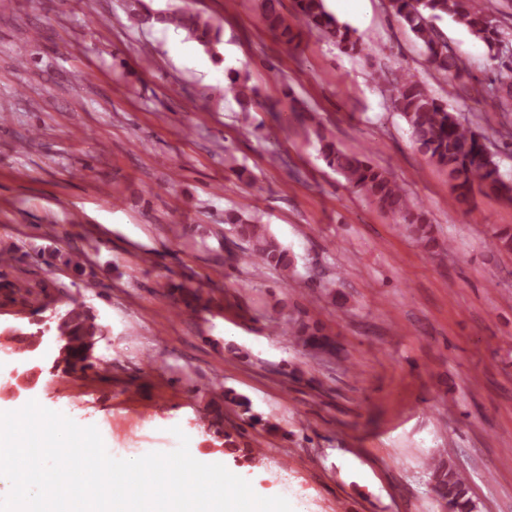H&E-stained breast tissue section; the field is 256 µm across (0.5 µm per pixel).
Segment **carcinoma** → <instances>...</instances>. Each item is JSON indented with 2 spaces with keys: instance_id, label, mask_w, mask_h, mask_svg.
<instances>
[{
  "instance_id": "obj_1",
  "label": "carcinoma",
  "mask_w": 512,
  "mask_h": 512,
  "mask_svg": "<svg viewBox=\"0 0 512 512\" xmlns=\"http://www.w3.org/2000/svg\"><path fill=\"white\" fill-rule=\"evenodd\" d=\"M389 6L421 42L427 63L448 81L450 93L456 82L468 73V67L450 49L436 21L449 17L483 41L493 52L492 58L501 61L502 65V69L494 73V78L485 84L486 96L492 107L503 112L512 111V104L501 99L496 87L498 82L502 84L512 80V40L500 28L487 3L475 0H389ZM261 14L268 31L286 46L299 44L305 30L319 32L349 50L359 46V39L353 31L327 11L324 0H292V8L287 14L283 12L282 0H261ZM138 20L142 23L153 20L167 23L183 31L211 57L220 59V27L198 11L184 7L152 13L147 9L138 15ZM226 92L234 97L244 112L261 107L272 117H278V103L260 102L256 89L249 85L246 77L229 74ZM390 99L393 108L409 126L418 150L448 172L451 189L457 199L466 200L478 189L512 202V183L504 179L493 155L487 151L485 134L462 125L410 70H403L395 81ZM297 116L303 122H312V133L320 143V154L329 168L376 205L401 217L405 231L414 237L423 252L431 253L439 247L424 209L410 206L407 194L386 170L372 164L364 154L347 153L336 147L324 128L313 122L312 116L303 112ZM224 223L229 225L231 233L249 244L248 250L240 257L242 263L275 269L285 282L292 279L290 273L294 272L295 260L288 249L270 235L266 225L256 224L238 212L226 214ZM101 331L102 327L84 305L73 301L58 318L55 327V335L63 337L64 346L57 352L58 362L67 369H76L83 361L86 341ZM295 337L307 348L325 350L330 347L327 338L319 336L317 331H310L302 322L296 327ZM432 479L435 490L446 501L448 512H473L468 480L462 471L451 465L434 468Z\"/></svg>"
}]
</instances>
